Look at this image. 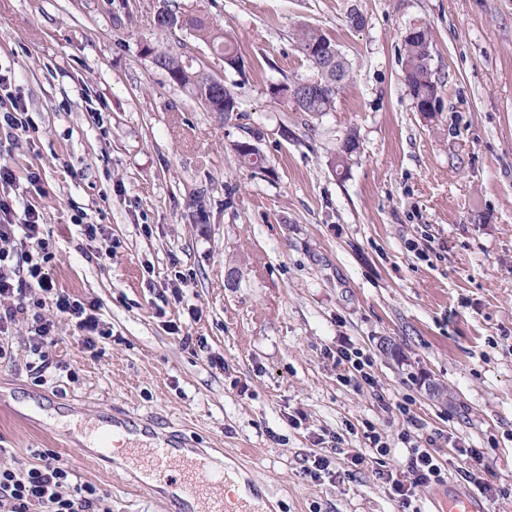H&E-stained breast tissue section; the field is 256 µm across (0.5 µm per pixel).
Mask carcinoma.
<instances>
[{
	"instance_id": "cac0c4a2",
	"label": "carcinoma",
	"mask_w": 512,
	"mask_h": 512,
	"mask_svg": "<svg viewBox=\"0 0 512 512\" xmlns=\"http://www.w3.org/2000/svg\"><path fill=\"white\" fill-rule=\"evenodd\" d=\"M159 13L166 19L167 28L188 30L194 33L196 38L219 51L225 58V67L239 70L243 66V59L227 32L214 30L202 19L175 11L166 4ZM412 30L416 32L414 38L402 40V74L413 102L421 112L425 105L438 101L439 87L430 67L432 34L423 24L412 27ZM296 40L297 47L316 70V77L309 80L308 84L314 86L317 93L305 96L300 85L283 84L276 87L273 94L285 98L298 97L297 109L301 112H328L333 107L338 93L333 85L338 83L343 86L350 81L351 71L348 64L340 53L335 57H326L322 54L311 56L309 50L312 48L322 51L326 46L335 45L333 39L314 28L300 30ZM146 51L152 55L154 63L159 68L165 70L176 84L189 89L209 111L232 112L239 109L238 99L231 88L226 86L224 93L214 94L213 76L204 68L186 65L182 55L173 51L158 52L150 47L146 48ZM233 150L241 166L258 171L266 169L265 157L256 144L239 141L233 145Z\"/></svg>"
}]
</instances>
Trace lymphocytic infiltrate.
<instances>
[{
  "instance_id": "obj_1",
  "label": "lymphocytic infiltrate",
  "mask_w": 512,
  "mask_h": 512,
  "mask_svg": "<svg viewBox=\"0 0 512 512\" xmlns=\"http://www.w3.org/2000/svg\"><path fill=\"white\" fill-rule=\"evenodd\" d=\"M43 216L33 207L17 210L13 199L0 195V334H6L18 317L30 319L32 372L45 379L52 363L49 350L56 344L57 325L47 318L44 307H54L59 315L75 320L83 333L87 348H95L105 331L94 302L71 296L56 288L45 270L51 251L42 233ZM20 242L14 251L12 242ZM396 409L410 426L417 420L408 402L397 403ZM399 438L407 444L410 482L390 479L392 495L406 512H421L414 507L417 487L442 483L444 469L429 452L412 443L410 434ZM0 512H110L97 487L74 479L72 469L56 454L41 452L35 464L24 469L0 466Z\"/></svg>"
}]
</instances>
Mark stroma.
Listing matches in <instances>:
<instances>
[{
  "label": "stroma",
  "mask_w": 512,
  "mask_h": 512,
  "mask_svg": "<svg viewBox=\"0 0 512 512\" xmlns=\"http://www.w3.org/2000/svg\"><path fill=\"white\" fill-rule=\"evenodd\" d=\"M170 2L230 32L243 72L155 29L161 0H0V75L33 123L0 126L16 175L0 193L42 213L50 277L96 302L111 332L91 352L58 318L52 356L68 369L43 384L27 321L0 335V466L53 452L112 512H164L166 489L81 446L119 409L221 456L273 512H401L383 476L409 477L395 409L407 397L447 471L417 488L423 512L469 490L459 471L474 466L486 512H512V0ZM412 23L433 34L430 116L402 78ZM304 26L352 71L323 114L271 92L314 77ZM151 47L194 54L238 113L206 111ZM352 132L359 147L338 167ZM253 134L263 172L232 149ZM346 341L370 355L372 383L343 381ZM368 425L389 454L364 448ZM319 456L331 464L315 481Z\"/></svg>",
  "instance_id": "35a3bbf8"
}]
</instances>
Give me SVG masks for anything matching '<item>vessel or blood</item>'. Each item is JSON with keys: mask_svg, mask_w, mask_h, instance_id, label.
<instances>
[{"mask_svg": "<svg viewBox=\"0 0 512 512\" xmlns=\"http://www.w3.org/2000/svg\"><path fill=\"white\" fill-rule=\"evenodd\" d=\"M124 421H113L101 434L102 445L120 439L135 469L158 477L174 474L180 493L171 499V512H254L246 500L225 497L227 478L222 469L211 467L200 454L188 449L185 439L168 436L155 446L141 448L127 437ZM447 512H485L481 499L472 492L449 489Z\"/></svg>", "mask_w": 512, "mask_h": 512, "instance_id": "vessel-or-blood-1", "label": "vessel or blood"}]
</instances>
